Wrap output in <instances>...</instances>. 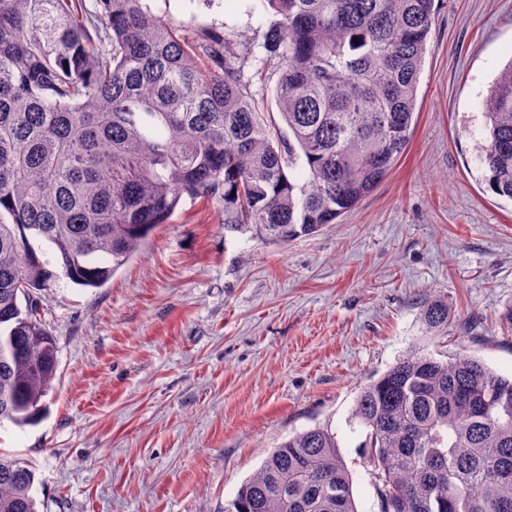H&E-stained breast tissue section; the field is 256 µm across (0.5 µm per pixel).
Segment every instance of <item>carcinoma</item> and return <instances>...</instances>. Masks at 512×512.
<instances>
[{"instance_id": "1", "label": "carcinoma", "mask_w": 512, "mask_h": 512, "mask_svg": "<svg viewBox=\"0 0 512 512\" xmlns=\"http://www.w3.org/2000/svg\"><path fill=\"white\" fill-rule=\"evenodd\" d=\"M274 133L249 41L190 39L149 0H0V419L34 423L57 369L37 292L56 273L99 288L184 198L224 204V231L286 243L334 224L410 139L439 0H261ZM478 156L512 200V64L483 103ZM303 159L305 175L287 171ZM448 334V301L422 310ZM379 512H512V377L458 353L399 359L357 396ZM35 473L0 452V512H38ZM225 512H357L326 426L274 448ZM264 71L266 73V79L264 81H261V83L259 81L257 84H255L254 89H257L258 86H261L263 88L264 97L268 105V111L270 112L273 124H275L277 133L278 135H280V138L282 137L288 141V136L291 137V135L288 131V127L282 122L279 116V111L274 98L277 75L270 74L271 70L269 71L267 70V68Z\"/></svg>"}]
</instances>
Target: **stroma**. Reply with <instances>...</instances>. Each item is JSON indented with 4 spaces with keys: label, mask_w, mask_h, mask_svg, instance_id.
Segmentation results:
<instances>
[{
    "label": "stroma",
    "mask_w": 512,
    "mask_h": 512,
    "mask_svg": "<svg viewBox=\"0 0 512 512\" xmlns=\"http://www.w3.org/2000/svg\"><path fill=\"white\" fill-rule=\"evenodd\" d=\"M189 37L261 44L260 0H151ZM512 61V0H440L409 143L337 223L282 244L184 200L104 286L39 297L57 370L0 450L35 472L39 512H224L288 435L336 434L358 512H379L352 423L361 388L412 350L512 375V200L476 159L482 102ZM447 300L446 337L424 305Z\"/></svg>",
    "instance_id": "35a3bbf8"
}]
</instances>
